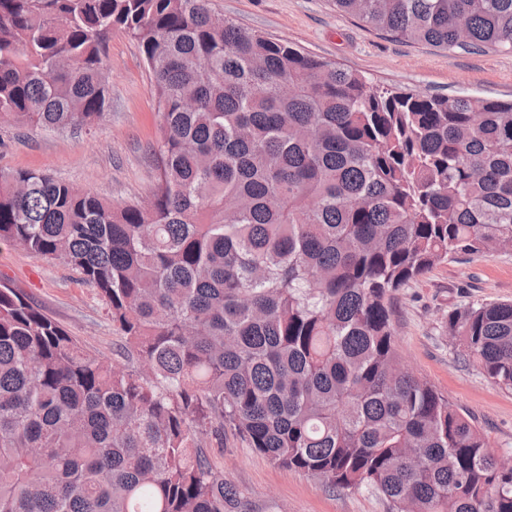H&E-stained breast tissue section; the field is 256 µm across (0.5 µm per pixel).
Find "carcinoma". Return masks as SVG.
<instances>
[{
  "label": "carcinoma",
  "instance_id": "1",
  "mask_svg": "<svg viewBox=\"0 0 512 512\" xmlns=\"http://www.w3.org/2000/svg\"><path fill=\"white\" fill-rule=\"evenodd\" d=\"M332 3L392 37L512 52V0ZM114 28L154 79L149 199L0 171V242L96 289L125 363L0 285V512H245L203 452L226 425L391 512H512V469L404 366L391 318L408 282L512 245V102L376 87L218 24L209 0H0V114L93 124ZM445 328L512 391V302Z\"/></svg>",
  "mask_w": 512,
  "mask_h": 512
}]
</instances>
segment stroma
I'll use <instances>...</instances> for the list:
<instances>
[{
  "label": "stroma",
  "instance_id": "obj_1",
  "mask_svg": "<svg viewBox=\"0 0 512 512\" xmlns=\"http://www.w3.org/2000/svg\"><path fill=\"white\" fill-rule=\"evenodd\" d=\"M212 8L216 16L356 71L374 85L512 99V53L448 52L402 41L336 13L330 0H212ZM104 73L109 104L93 125L48 131L0 122V170H37L110 204L146 201L160 117L144 55L122 30L112 32ZM0 281L28 294L85 350L117 360L121 339L104 302L67 266L0 243ZM490 301H512V247L436 266L399 290L392 317L404 363L474 418L490 448L512 458V393L458 361L444 328L450 310ZM206 455L237 485L248 512H389L374 493L332 492L308 473L274 464L230 429L223 447Z\"/></svg>",
  "mask_w": 512,
  "mask_h": 512
}]
</instances>
